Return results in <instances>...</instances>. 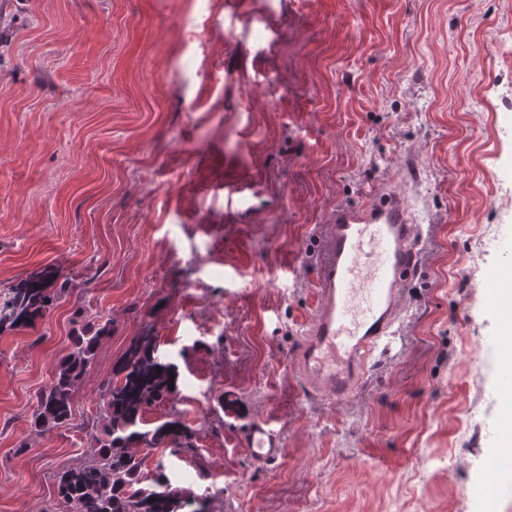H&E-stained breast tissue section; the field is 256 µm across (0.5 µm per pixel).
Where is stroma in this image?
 Listing matches in <instances>:
<instances>
[{"label":"stroma","mask_w":512,"mask_h":512,"mask_svg":"<svg viewBox=\"0 0 512 512\" xmlns=\"http://www.w3.org/2000/svg\"><path fill=\"white\" fill-rule=\"evenodd\" d=\"M512 18L502 0H0V290L69 293L0 335V512H62L102 386L151 327L178 365L154 450L205 512H512V425L489 274L512 243ZM385 183L418 226L384 358L347 402L296 359L320 241ZM110 331L70 426H30L74 330ZM263 421L283 453L256 464ZM470 453L449 462L450 447ZM242 440L252 459L257 463L270 465L275 463L281 455L280 433L267 423H253L243 432Z\"/></svg>","instance_id":"1"}]
</instances>
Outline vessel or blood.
Here are the masks:
<instances>
[{
  "instance_id": "obj_1",
  "label": "vessel or blood",
  "mask_w": 512,
  "mask_h": 512,
  "mask_svg": "<svg viewBox=\"0 0 512 512\" xmlns=\"http://www.w3.org/2000/svg\"><path fill=\"white\" fill-rule=\"evenodd\" d=\"M417 226L402 197L377 191L374 203L337 208L316 271L318 302L301 350L305 373L325 394L348 397L358 371L393 325L401 286L418 262ZM495 306L512 305V269L491 273ZM253 460L275 463L278 431L256 422L242 435Z\"/></svg>"
}]
</instances>
